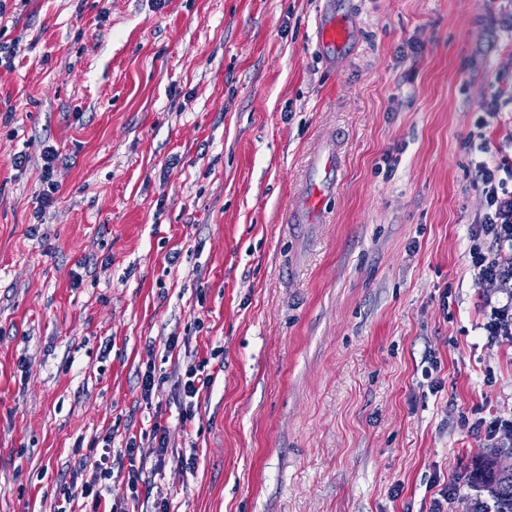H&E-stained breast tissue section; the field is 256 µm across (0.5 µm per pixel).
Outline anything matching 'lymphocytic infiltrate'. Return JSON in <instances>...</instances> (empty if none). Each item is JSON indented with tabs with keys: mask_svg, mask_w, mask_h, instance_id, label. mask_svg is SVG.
Listing matches in <instances>:
<instances>
[{
	"mask_svg": "<svg viewBox=\"0 0 512 512\" xmlns=\"http://www.w3.org/2000/svg\"><path fill=\"white\" fill-rule=\"evenodd\" d=\"M475 186L485 198V210L467 229L466 261L476 285H493L497 298L484 303L483 329L487 336L512 342V159L489 156L475 164ZM140 447L129 439L125 448L103 446L94 460L80 459L81 483L63 490L64 503L56 512H68L76 500L88 512H139L148 496L149 481L137 463ZM128 461V481L121 496H113L107 481L116 461Z\"/></svg>",
	"mask_w": 512,
	"mask_h": 512,
	"instance_id": "obj_1",
	"label": "lymphocytic infiltrate"
}]
</instances>
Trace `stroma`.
Returning <instances> with one entry per match:
<instances>
[{"label": "stroma", "instance_id": "1", "mask_svg": "<svg viewBox=\"0 0 512 512\" xmlns=\"http://www.w3.org/2000/svg\"><path fill=\"white\" fill-rule=\"evenodd\" d=\"M510 12L0 0V512H50L80 456L160 413L195 461L150 482L174 512H428L444 479L473 512L471 424L512 414V345L465 261L472 144L512 157ZM333 149L328 223L288 222ZM202 360L182 425L174 381ZM317 33L323 42L335 46L337 50L345 45L349 37L347 28L338 22L333 13H329L319 20ZM42 165V181L47 185V190L44 189L43 203L49 205L52 201V194L57 190L56 184L52 181V174L58 160V154L53 147L49 146L43 153Z\"/></svg>", "mask_w": 512, "mask_h": 512}]
</instances>
